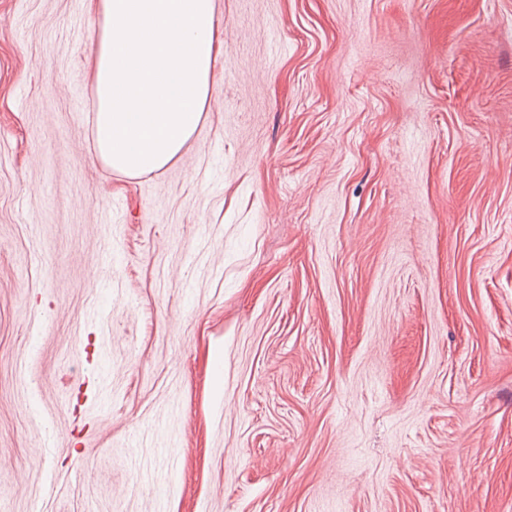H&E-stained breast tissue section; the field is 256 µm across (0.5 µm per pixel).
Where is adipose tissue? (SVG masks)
Wrapping results in <instances>:
<instances>
[{"mask_svg":"<svg viewBox=\"0 0 512 512\" xmlns=\"http://www.w3.org/2000/svg\"><path fill=\"white\" fill-rule=\"evenodd\" d=\"M100 26L88 72L93 137L109 169L166 167L200 124L214 88V0H87Z\"/></svg>","mask_w":512,"mask_h":512,"instance_id":"adipose-tissue-1","label":"adipose tissue"}]
</instances>
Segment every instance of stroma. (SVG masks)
<instances>
[{"label":"stroma","mask_w":512,"mask_h":512,"mask_svg":"<svg viewBox=\"0 0 512 512\" xmlns=\"http://www.w3.org/2000/svg\"><path fill=\"white\" fill-rule=\"evenodd\" d=\"M84 0H0V512H512V0H215L165 169Z\"/></svg>","instance_id":"stroma-1"}]
</instances>
